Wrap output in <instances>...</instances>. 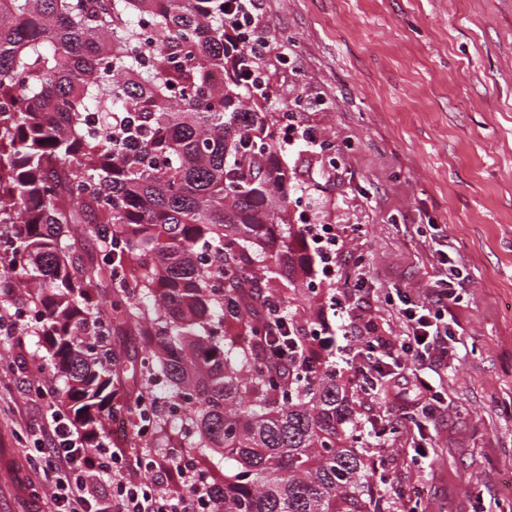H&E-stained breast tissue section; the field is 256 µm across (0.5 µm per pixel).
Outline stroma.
I'll return each instance as SVG.
<instances>
[{"label": "stroma", "mask_w": 512, "mask_h": 512, "mask_svg": "<svg viewBox=\"0 0 512 512\" xmlns=\"http://www.w3.org/2000/svg\"><path fill=\"white\" fill-rule=\"evenodd\" d=\"M268 33L287 60L261 69L272 105L278 159L293 231L321 221L345 229V253L328 278L309 258L308 288L293 312L323 309L355 287L391 329L385 300L397 288L430 301L453 252L468 274L450 308L459 344L443 386L448 410L432 429L435 452L413 460L414 426L389 405L382 448L363 446L374 476L403 492L376 512H512V0H264ZM335 148L283 146L288 113ZM49 347L33 323L0 335V507L50 512L40 460L50 414L30 382ZM129 457L168 454L161 435L108 430Z\"/></svg>", "instance_id": "35a3bbf8"}]
</instances>
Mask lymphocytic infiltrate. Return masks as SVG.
I'll return each mask as SVG.
<instances>
[{
    "label": "lymphocytic infiltrate",
    "mask_w": 512,
    "mask_h": 512,
    "mask_svg": "<svg viewBox=\"0 0 512 512\" xmlns=\"http://www.w3.org/2000/svg\"><path fill=\"white\" fill-rule=\"evenodd\" d=\"M227 14L246 21L250 34L245 45L253 59L267 63L285 56L286 47H272L267 35L263 0H231ZM464 281L462 266L451 259L445 278L433 290V301L398 292L401 330L397 333L378 334L373 316L349 295L339 301L333 320L316 318L307 333V342L320 359H329L339 344L342 362L369 374L374 389L364 393V400H382L414 412L415 451L421 456L432 447L431 429L447 407L438 382L439 368L447 364L448 352L455 347V320L448 301ZM42 435L40 453L58 512H94L87 485L92 476L110 487L112 512H202L210 505L211 487L199 479L189 461L176 463L167 455L149 460L153 480L146 485L118 449L89 441L60 414H52Z\"/></svg>",
    "instance_id": "obj_1"
}]
</instances>
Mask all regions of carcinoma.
<instances>
[{
  "label": "carcinoma",
  "instance_id": "obj_1",
  "mask_svg": "<svg viewBox=\"0 0 512 512\" xmlns=\"http://www.w3.org/2000/svg\"><path fill=\"white\" fill-rule=\"evenodd\" d=\"M225 0H0V302L28 295L89 440L122 388V325L151 345L130 411L234 462L224 512H372L349 386L308 351L284 381L254 249L303 284L268 99L229 52ZM232 71V85L217 76ZM96 117L98 130L88 128ZM102 243L83 256L82 239ZM179 405L173 424L160 405Z\"/></svg>",
  "mask_w": 512,
  "mask_h": 512
}]
</instances>
